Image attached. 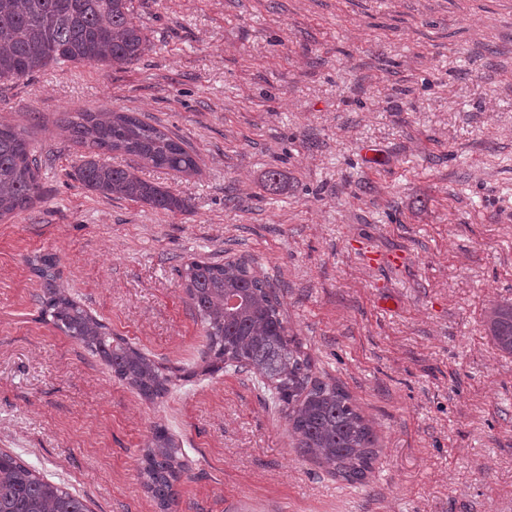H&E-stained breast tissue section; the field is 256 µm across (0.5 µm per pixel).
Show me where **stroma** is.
<instances>
[{
  "mask_svg": "<svg viewBox=\"0 0 512 512\" xmlns=\"http://www.w3.org/2000/svg\"><path fill=\"white\" fill-rule=\"evenodd\" d=\"M130 17L135 64L0 82L42 185L0 220V450L91 512H161L140 477L154 425L182 452L175 512H512V355L486 324L512 302V0H132ZM84 111L187 141L197 173L140 174L188 210L85 188L65 129ZM43 254L171 368L162 399L41 320ZM192 258H245L272 283L318 375L376 431L365 483L300 456L259 377L205 372Z\"/></svg>",
  "mask_w": 512,
  "mask_h": 512,
  "instance_id": "1",
  "label": "stroma"
}]
</instances>
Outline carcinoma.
Listing matches in <instances>:
<instances>
[{"label": "carcinoma", "mask_w": 512, "mask_h": 512, "mask_svg": "<svg viewBox=\"0 0 512 512\" xmlns=\"http://www.w3.org/2000/svg\"><path fill=\"white\" fill-rule=\"evenodd\" d=\"M129 12V0H0V81L19 80L51 64H134L147 43ZM67 129L85 149L77 177L88 190L167 212L189 208L186 199L143 179L134 168L103 159L121 151L152 168L193 173L197 155L181 138L117 112H80L67 121ZM40 197L31 140L25 130L0 121V217L26 210ZM32 271L42 280L36 302L43 320L76 339L142 397H164L170 381L165 367L112 335L66 293L57 284L53 257H40ZM184 280L210 368H242L273 385L300 455L348 482H362L378 458L373 427L340 384L313 376L312 360L290 333L272 284L245 260L193 259L185 265ZM487 325L495 346L512 355V303L492 306ZM180 468V448L165 428L154 426L141 477L162 512H173ZM0 512L90 510L81 496L0 452Z\"/></svg>", "instance_id": "1"}]
</instances>
